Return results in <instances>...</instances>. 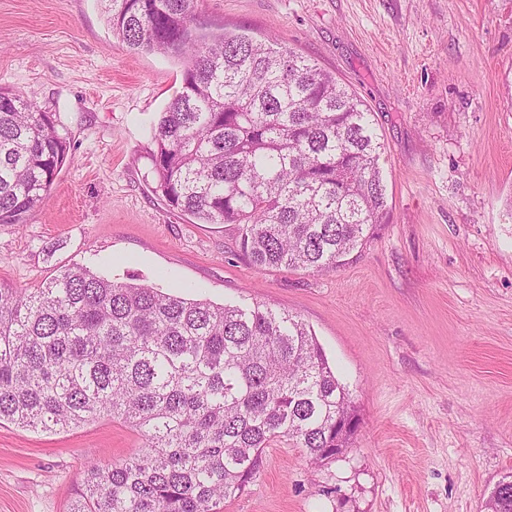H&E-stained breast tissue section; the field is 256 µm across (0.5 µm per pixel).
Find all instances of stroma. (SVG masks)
<instances>
[{"mask_svg": "<svg viewBox=\"0 0 512 512\" xmlns=\"http://www.w3.org/2000/svg\"><path fill=\"white\" fill-rule=\"evenodd\" d=\"M212 29L269 36L364 100L384 145V224L328 272L260 268L233 224L155 192L153 125L182 66L129 51L98 0H0V87L70 150L50 196L0 225V288L79 263L215 304H269L315 333L360 425L340 460L283 439L221 512H486L512 473V0H198ZM102 416L0 425V512H68L87 465L135 456Z\"/></svg>", "mask_w": 512, "mask_h": 512, "instance_id": "35a3bbf8", "label": "stroma"}]
</instances>
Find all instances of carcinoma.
Masks as SVG:
<instances>
[{
	"label": "carcinoma",
	"instance_id": "cac0c4a2",
	"mask_svg": "<svg viewBox=\"0 0 512 512\" xmlns=\"http://www.w3.org/2000/svg\"><path fill=\"white\" fill-rule=\"evenodd\" d=\"M131 51L182 60L160 113L156 190L202 224L240 226L258 267L336 269L381 227L383 144L336 77L274 37L197 26V0H99ZM69 145L53 114L0 88V224L40 207ZM110 415L141 453L90 464L68 512H217L282 438L314 463L357 431L315 334L266 304L217 305L73 264L0 289V424L60 433ZM487 512H512V475Z\"/></svg>",
	"mask_w": 512,
	"mask_h": 512
}]
</instances>
